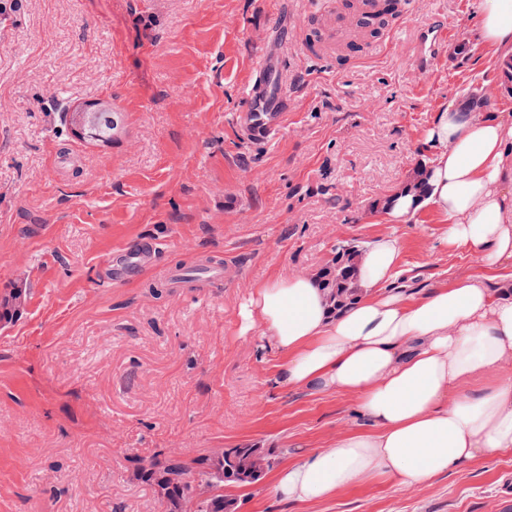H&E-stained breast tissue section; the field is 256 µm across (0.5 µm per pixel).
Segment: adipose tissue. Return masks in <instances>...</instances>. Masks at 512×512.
Segmentation results:
<instances>
[{
    "instance_id": "adipose-tissue-1",
    "label": "adipose tissue",
    "mask_w": 512,
    "mask_h": 512,
    "mask_svg": "<svg viewBox=\"0 0 512 512\" xmlns=\"http://www.w3.org/2000/svg\"><path fill=\"white\" fill-rule=\"evenodd\" d=\"M476 6L481 41L512 47V0ZM422 146L424 187L394 190L389 221L431 207L444 220L439 246L474 256L479 272L419 282L388 232L363 252V293L342 312L314 277L288 274L256 285L243 308L281 358L277 386L360 394L367 420L284 465L274 482L283 500L319 502L376 474L420 485L512 451V120L452 100Z\"/></svg>"
}]
</instances>
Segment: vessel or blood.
<instances>
[{
  "instance_id": "vessel-or-blood-1",
  "label": "vessel or blood",
  "mask_w": 512,
  "mask_h": 512,
  "mask_svg": "<svg viewBox=\"0 0 512 512\" xmlns=\"http://www.w3.org/2000/svg\"><path fill=\"white\" fill-rule=\"evenodd\" d=\"M320 16L321 44L329 49L358 55L367 27H380L381 34L373 53H381L394 34L413 14L415 0H400L396 17H385L384 0H356L354 8H343L340 0H315ZM281 71L266 62H259L248 91L249 108L244 118L248 134L256 140L268 139L284 117L285 95L280 91ZM158 252L155 241L145 238L136 246L116 254L109 264L106 278L121 283L126 275L150 264Z\"/></svg>"
}]
</instances>
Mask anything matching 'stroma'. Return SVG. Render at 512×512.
<instances>
[{"mask_svg":"<svg viewBox=\"0 0 512 512\" xmlns=\"http://www.w3.org/2000/svg\"><path fill=\"white\" fill-rule=\"evenodd\" d=\"M418 2L387 52L325 69L289 0H26L0 20V293L27 290L0 326V512H162L135 459L252 444L281 466L364 428L358 394L275 387L279 357L241 310L270 277L388 231L422 278L477 272L437 248L432 209L394 225L382 210L450 99L488 90L512 119L508 54L478 38L476 0ZM438 20L456 41L427 66L420 33ZM263 56L284 68L288 111L253 141L241 117ZM95 100L121 136L61 122ZM149 237L155 265L105 286L113 254ZM206 259L222 280L164 287L167 267ZM273 478L224 494L235 512H512V451L308 504Z\"/></svg>","mask_w":512,"mask_h":512,"instance_id":"stroma-1","label":"stroma"}]
</instances>
